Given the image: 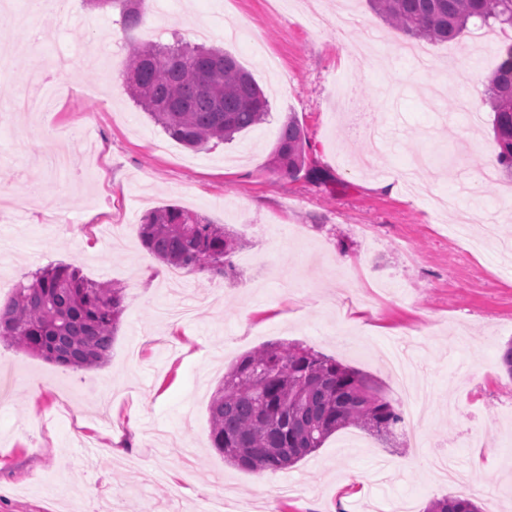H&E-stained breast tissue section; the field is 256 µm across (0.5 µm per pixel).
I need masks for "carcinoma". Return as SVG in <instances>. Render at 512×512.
Segmentation results:
<instances>
[{
  "instance_id": "1",
  "label": "carcinoma",
  "mask_w": 512,
  "mask_h": 512,
  "mask_svg": "<svg viewBox=\"0 0 512 512\" xmlns=\"http://www.w3.org/2000/svg\"><path fill=\"white\" fill-rule=\"evenodd\" d=\"M145 0H99L121 8L132 29ZM388 26L431 43L458 39L469 25L512 28V0H367ZM125 86L133 102L165 133L202 150L232 142L271 115L252 76L229 52L192 45L141 42L132 46ZM498 147L497 163L512 175V46L487 88ZM306 137L292 116L283 122L270 171L296 177L307 171ZM143 246L164 264L226 275L230 258L246 247L195 212L175 205L146 214ZM122 289L86 279L73 265H49L18 282L0 308V341L72 369L106 364L123 312ZM212 447L244 470L286 469L337 431L357 427L388 443L401 424L400 407L379 395L362 372L298 344H270L240 357L224 374L209 404ZM426 512H481L467 498L443 497Z\"/></svg>"
}]
</instances>
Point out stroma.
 <instances>
[{
    "mask_svg": "<svg viewBox=\"0 0 512 512\" xmlns=\"http://www.w3.org/2000/svg\"><path fill=\"white\" fill-rule=\"evenodd\" d=\"M0 10V280L59 262L124 290L112 355L72 370L0 343V512H424L445 496L483 512H512V179L499 170L488 80L512 29L448 43L420 42L433 60L402 55L406 36L365 0H148L157 28L124 29L118 11L72 0L66 22L41 15L45 45H26L13 11ZM353 15L355 26L337 18ZM231 52L267 95L268 120L230 143L192 151L168 138L123 84L127 42L193 41ZM92 49L108 70L58 78L53 130L71 157L68 180L31 166L17 140L42 129L14 109L24 77L45 53ZM278 55L270 76L263 53ZM477 69L462 78L461 63ZM295 116L324 182L268 169L282 123ZM456 193L468 217L439 214ZM175 204L248 239L225 279L187 274L186 318L159 320L167 281L143 286L159 261L140 241L151 209ZM57 225L45 222L48 213ZM345 258L347 266L337 265ZM401 340L418 344L425 386L417 412L426 447L385 445L342 429L295 466L246 471L211 445L208 407L225 371L270 343H296L372 377L402 396L376 359ZM350 483L351 492L339 486Z\"/></svg>",
    "mask_w": 512,
    "mask_h": 512,
    "instance_id": "35a3bbf8",
    "label": "stroma"
}]
</instances>
